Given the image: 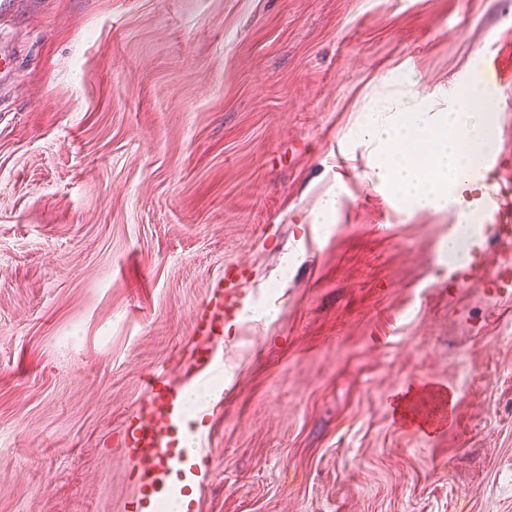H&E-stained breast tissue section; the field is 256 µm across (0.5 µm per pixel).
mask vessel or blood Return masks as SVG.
<instances>
[{
	"mask_svg": "<svg viewBox=\"0 0 512 512\" xmlns=\"http://www.w3.org/2000/svg\"><path fill=\"white\" fill-rule=\"evenodd\" d=\"M481 77L501 89L512 88V63L500 53L481 49ZM499 157L486 158L482 174L486 189L479 199L491 233L503 249L512 252V180L505 178ZM496 288L512 286V261L483 268L479 250H472L457 274L459 287L469 288L476 280ZM249 295L247 283L232 269L209 288L196 308L191 324L192 350L174 380L164 374L149 376L147 395L136 407L132 420L118 444L121 455L133 467L136 487L135 512H156L169 498L184 496L204 481L192 464L185 446V401L188 393L224 364V325L243 309ZM454 414V392L440 385L422 389L398 409L401 425L421 438L447 427Z\"/></svg>",
	"mask_w": 512,
	"mask_h": 512,
	"instance_id": "vessel-or-blood-1",
	"label": "vessel or blood"
}]
</instances>
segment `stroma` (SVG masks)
Returning <instances> with one entry per match:
<instances>
[{
    "instance_id": "stroma-1",
    "label": "stroma",
    "mask_w": 512,
    "mask_h": 512,
    "mask_svg": "<svg viewBox=\"0 0 512 512\" xmlns=\"http://www.w3.org/2000/svg\"><path fill=\"white\" fill-rule=\"evenodd\" d=\"M505 0H15L0 15V512H131L116 444L226 265L192 512H512V294L354 132L451 93ZM340 206L318 217L320 201ZM472 379L427 441L391 396ZM481 264V253L478 248H474L468 255L465 268L456 274L459 287L471 288L476 283H490L494 288H511L512 261L488 268L485 273ZM482 276L481 280H476Z\"/></svg>"
}]
</instances>
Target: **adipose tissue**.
<instances>
[{"label": "adipose tissue", "instance_id": "1", "mask_svg": "<svg viewBox=\"0 0 512 512\" xmlns=\"http://www.w3.org/2000/svg\"><path fill=\"white\" fill-rule=\"evenodd\" d=\"M454 99L448 111L429 112L412 97L390 118H369L357 130L360 140L380 148L367 174L370 182L390 188L420 212L457 206V236L446 246L452 259L465 249L472 221L460 206L461 192L480 186L477 164L493 152L497 125L492 93L478 80H462Z\"/></svg>", "mask_w": 512, "mask_h": 512}]
</instances>
